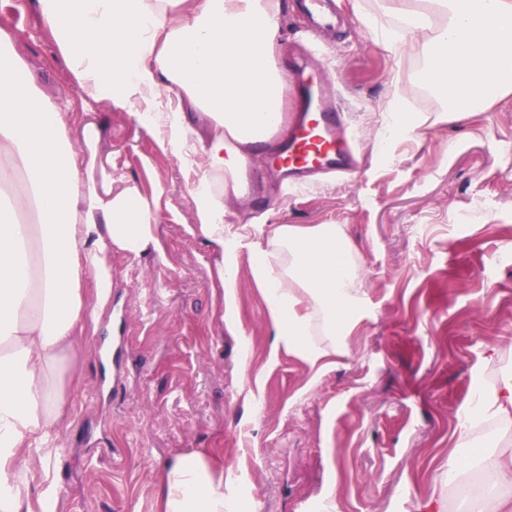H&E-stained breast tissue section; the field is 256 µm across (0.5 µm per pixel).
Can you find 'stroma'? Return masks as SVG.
Instances as JSON below:
<instances>
[{"label": "stroma", "mask_w": 512, "mask_h": 512, "mask_svg": "<svg viewBox=\"0 0 512 512\" xmlns=\"http://www.w3.org/2000/svg\"><path fill=\"white\" fill-rule=\"evenodd\" d=\"M336 3L348 23L327 44L360 165L287 194L276 154L257 155L251 195L224 218L245 242L236 334L221 326L220 255L192 231L178 160L129 109L82 97L29 0H0V29L70 137L97 126L100 181L156 200L163 244L112 256L110 301L78 331L58 449L16 465L31 512H154L157 471L202 448L258 512H418L434 491L460 512L458 490L436 480L478 385L512 376V95L451 118L430 100L411 136L380 148L393 89L418 88L421 62L379 44L374 0ZM263 224H339L361 252L349 353L321 374L274 348L247 248Z\"/></svg>", "instance_id": "35a3bbf8"}]
</instances>
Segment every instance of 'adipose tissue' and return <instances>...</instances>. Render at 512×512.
I'll return each mask as SVG.
<instances>
[{"instance_id":"adipose-tissue-1","label":"adipose tissue","mask_w":512,"mask_h":512,"mask_svg":"<svg viewBox=\"0 0 512 512\" xmlns=\"http://www.w3.org/2000/svg\"><path fill=\"white\" fill-rule=\"evenodd\" d=\"M396 28L377 36L423 60L419 80L454 112L512 94V0H378ZM82 95L131 109L180 161L197 233L221 253L226 312L237 294V250L224 245L228 203L250 189L257 145L284 130L289 74L277 61L282 0H32ZM496 42H488L487 29ZM99 131L73 143L61 112L0 29V512H29L28 448L53 450L67 408L75 331L112 289V255L157 247V207L134 187L104 188L90 173ZM276 349L322 372L334 339L361 305V253L337 224L272 225L252 245ZM512 417V377L481 390L460 425ZM478 462L492 490L476 512H512V448ZM156 512H243L232 472L207 450L157 474Z\"/></svg>"}]
</instances>
